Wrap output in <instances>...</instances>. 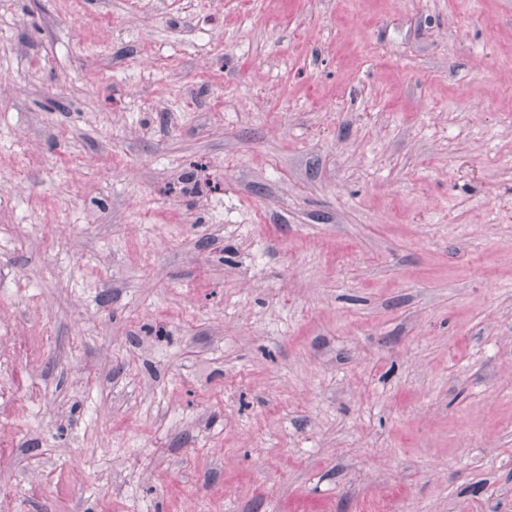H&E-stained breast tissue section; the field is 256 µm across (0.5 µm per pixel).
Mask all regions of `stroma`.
<instances>
[{"label":"stroma","mask_w":512,"mask_h":512,"mask_svg":"<svg viewBox=\"0 0 512 512\" xmlns=\"http://www.w3.org/2000/svg\"><path fill=\"white\" fill-rule=\"evenodd\" d=\"M1 380L7 512H512V0H0Z\"/></svg>","instance_id":"1"}]
</instances>
